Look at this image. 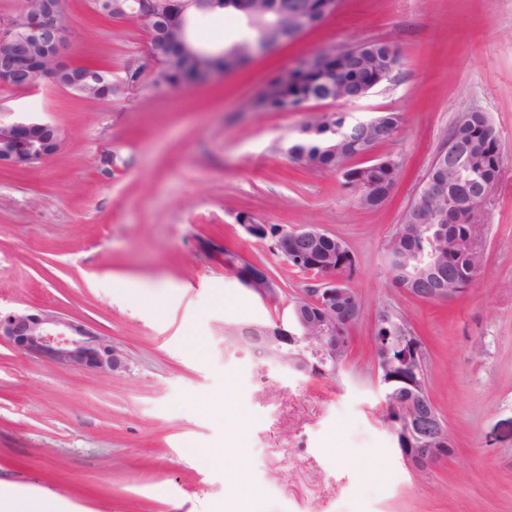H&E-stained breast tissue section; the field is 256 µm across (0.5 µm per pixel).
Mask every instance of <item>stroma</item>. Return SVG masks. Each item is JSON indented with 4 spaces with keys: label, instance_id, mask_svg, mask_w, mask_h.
Masks as SVG:
<instances>
[{
    "label": "stroma",
    "instance_id": "obj_1",
    "mask_svg": "<svg viewBox=\"0 0 512 512\" xmlns=\"http://www.w3.org/2000/svg\"><path fill=\"white\" fill-rule=\"evenodd\" d=\"M61 9L71 62L140 77L112 100L0 85V120L40 117L62 136L46 160L0 167V312H60L124 348L130 371L52 369L0 341V493L48 498L59 512H512V0H341L317 29L176 89L153 85L143 29L91 0ZM247 30L218 12L195 39L224 48ZM366 41L400 56L391 80L347 109L353 122L401 117L375 150L399 176L374 211L353 204L338 173L288 157L306 113L250 108L301 56ZM470 110L488 114L506 147L494 202L477 217L484 268L457 300L425 301L392 284L387 246ZM242 214L316 224L350 250L363 314L337 375L289 373L225 336L286 319L316 282L248 237ZM228 248L268 268L276 300L225 270ZM389 304L423 343L428 394L456 444L423 474L396 450L375 381L371 337ZM217 396L240 433L201 408ZM216 447L239 460L241 495L205 461Z\"/></svg>",
    "mask_w": 512,
    "mask_h": 512
}]
</instances>
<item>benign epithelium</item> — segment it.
I'll return each instance as SVG.
<instances>
[{
	"instance_id": "obj_1",
	"label": "benign epithelium",
	"mask_w": 512,
	"mask_h": 512,
	"mask_svg": "<svg viewBox=\"0 0 512 512\" xmlns=\"http://www.w3.org/2000/svg\"><path fill=\"white\" fill-rule=\"evenodd\" d=\"M180 41L185 52L197 54L202 49L191 40L197 19L210 12L205 0H176ZM118 18L125 21L138 19L143 9L134 6L131 0H117L111 5ZM43 48L46 56L57 64L68 63L69 32L62 23L60 8L50 5L36 10L29 3L23 8L14 30L0 34V76L14 77L15 61L27 45ZM399 62L398 55H391L379 78L362 85L352 94L338 95L329 103L339 101L353 105L368 97L390 77ZM43 83L57 84L54 72L45 70L34 76L27 75L19 86L23 89L37 87ZM361 126L371 131V140L354 159L360 164L377 163L374 156L376 143L391 138L388 128L378 122H363ZM35 128L53 133L56 144H61V133L53 124L36 119H22L11 123L0 122V166L26 168L35 164L32 146L25 134ZM436 165L450 170L465 167V153L455 146L448 154H441ZM459 221L473 222L476 209L487 206L492 193L479 190L471 181H462L456 192L448 195V184L426 179L416 193V205L420 213L436 218L435 204L443 197ZM331 235L315 224L303 225L291 230L279 227L275 245L277 254L285 260L311 263L321 250L322 243ZM459 278V273L445 271L433 261L432 253L415 260L414 271L397 282L396 287L410 296L436 302H452L456 294L446 288V279ZM362 302L347 281L334 276L319 279L316 288L294 301L288 326L277 324L269 327L263 324H248L237 327L240 335L234 337L236 344L258 346L266 355L288 371L306 372L311 366V357L328 356L336 358V351L342 345L352 325L360 318ZM0 338L6 339L16 350L32 356L48 367L71 370H90L102 377L119 376L128 370V356L125 350L104 336H98L82 323L66 318L51 309L32 312L16 310L0 314ZM402 358L411 362L412 372H399V381L413 385L412 377H420V363L423 359L415 338H405ZM392 367L384 364V370L377 372V379L384 395V406L389 408L387 428L396 450L407 465L416 473H425L454 455L455 446L446 423L427 399L418 395L409 400H400L392 391L394 377Z\"/></svg>"
}]
</instances>
